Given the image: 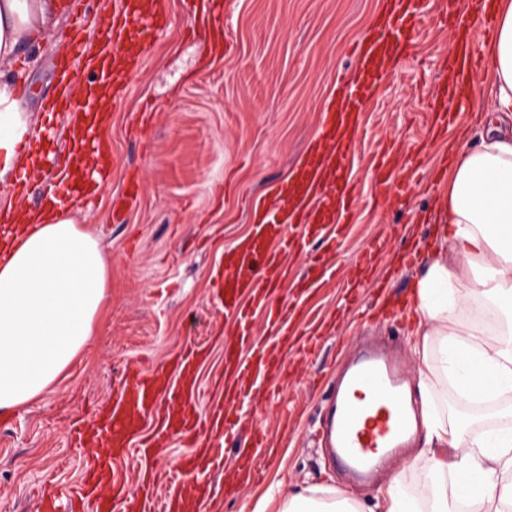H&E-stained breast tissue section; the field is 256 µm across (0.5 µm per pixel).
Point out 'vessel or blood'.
Returning <instances> with one entry per match:
<instances>
[{
  "label": "vessel or blood",
  "mask_w": 512,
  "mask_h": 512,
  "mask_svg": "<svg viewBox=\"0 0 512 512\" xmlns=\"http://www.w3.org/2000/svg\"><path fill=\"white\" fill-rule=\"evenodd\" d=\"M191 2L211 23V52L223 55L227 45L213 21L222 14L224 0ZM492 2L468 0L465 11L453 9L445 14L455 34V50L449 58L455 79L430 98L432 138L443 136L455 119L457 105L468 99L474 74L482 64L475 43L479 33L491 28ZM391 4L388 19L360 44L357 75L348 93L321 114L317 134L299 160L294 179L255 204L250 238L237 246L223 274L216 278L221 309L239 321L238 329L224 340V373L216 380L219 397L205 413L197 412L198 373L207 356L205 347L188 346L167 363L151 368L128 365L119 394L105 411L96 414L91 428L72 435L74 447H96L99 455L91 459L66 498L51 490L43 492L41 512H83L88 502L94 503L95 512H171L183 495L186 480L200 482L208 473L209 435L220 432L225 441L237 439L244 421L242 411L253 391L274 381H287V351L299 345L311 354L319 350L320 335L299 336L291 322L310 291L335 276L336 252L346 224L340 220L329 228L324 219L350 202L351 177L342 160L353 144L356 119L375 84L390 73L389 56L406 52L405 32L422 16V0H391ZM164 22L162 0H113L111 17L100 22L112 43L111 59H89L79 51L68 60V67L82 65L94 71L104 90L98 111H107L109 102L125 94L126 82L140 60L139 54L129 52V45L148 51L149 31ZM77 145L84 157L97 158L98 163L82 166L77 176L71 175L68 166H61L59 184L74 207L84 201L87 185L102 183L106 170L102 158L107 153V143L98 134L79 138ZM137 196L138 179L131 172L126 190L113 201L114 218H122ZM315 238L326 241V250L310 256L304 274L295 276L286 255L306 252ZM289 283L296 287V294L277 301L278 292ZM253 310L263 313L272 343L254 339L249 317ZM409 384V377L385 350L369 345L354 356L319 431L323 446L353 481L370 482L398 449L408 447L414 436L412 414L404 401ZM173 438L189 451L182 466L162 476L155 472L153 461L163 454L164 442ZM262 445V436L255 431L237 448L236 465L243 478L253 476ZM126 459L133 461L138 473V491L133 496L126 493L114 468L115 462Z\"/></svg>",
  "instance_id": "1"
}]
</instances>
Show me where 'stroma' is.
<instances>
[{
	"label": "stroma",
	"mask_w": 512,
	"mask_h": 512,
	"mask_svg": "<svg viewBox=\"0 0 512 512\" xmlns=\"http://www.w3.org/2000/svg\"><path fill=\"white\" fill-rule=\"evenodd\" d=\"M73 2L59 17L54 39L75 30L82 47L99 43L97 32L81 30L80 19L99 14L105 0ZM382 2L231 0L224 13L231 48L216 58L183 0H165L167 23L151 33L153 48L128 78L105 132L110 179L73 214L76 223L94 229L111 260V300L64 375L29 405L0 416V512H37L40 486L63 493L80 480L92 453L73 447L70 428L112 397L128 363L148 367L189 342L210 344L200 375L202 399L210 401L212 377L224 364L221 343L233 328L210 302L211 274L250 235L254 202L294 176L320 112L354 68L351 45L370 34ZM442 2L425 0L423 17L408 35L409 52L368 102L346 160L357 213L340 247L336 276L307 315L323 328L324 349L316 357L289 353L288 381L255 395L266 440L260 475L238 496L221 498L219 512H254L260 503L265 512H277L279 500H264L274 484L281 498L318 486L334 498L353 497L366 510L373 505L376 486H349L309 431L324 412L341 362L363 337H393L406 366L414 364L411 315L367 325L362 313L380 299L406 303L419 269L399 268L397 256L438 239L435 224L414 216L433 206L439 191L434 172L448 149L447 142L427 138V98L448 78L442 61L453 36L441 20ZM60 61L46 48L24 65L36 131L25 145L34 188L30 207L52 186L50 159L63 158L70 144L63 116L46 110ZM381 158L409 183L405 206L377 199L372 171ZM130 170L139 176V199L116 224L112 201ZM365 254L380 287L359 298L356 260Z\"/></svg>",
	"instance_id": "stroma-1"
}]
</instances>
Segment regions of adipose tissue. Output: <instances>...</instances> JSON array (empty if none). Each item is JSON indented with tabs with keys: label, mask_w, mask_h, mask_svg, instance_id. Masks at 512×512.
I'll return each mask as SVG.
<instances>
[{
	"label": "adipose tissue",
	"mask_w": 512,
	"mask_h": 512,
	"mask_svg": "<svg viewBox=\"0 0 512 512\" xmlns=\"http://www.w3.org/2000/svg\"><path fill=\"white\" fill-rule=\"evenodd\" d=\"M61 13V0H0V183L18 182L29 167L20 62L45 46ZM494 27L484 76L491 98L448 144V179L429 216L441 227L438 244L412 290L427 506L410 502L396 477L379 488L377 512L512 505V409L508 423L471 437L464 424H445L431 400L443 379L472 399L512 398V339L486 343L467 319L480 303L512 323V0H496ZM1 218L20 227L0 261V413H8L42 395L83 351L112 281L96 237L60 199L24 208L10 193Z\"/></svg>",
	"instance_id": "1"
}]
</instances>
